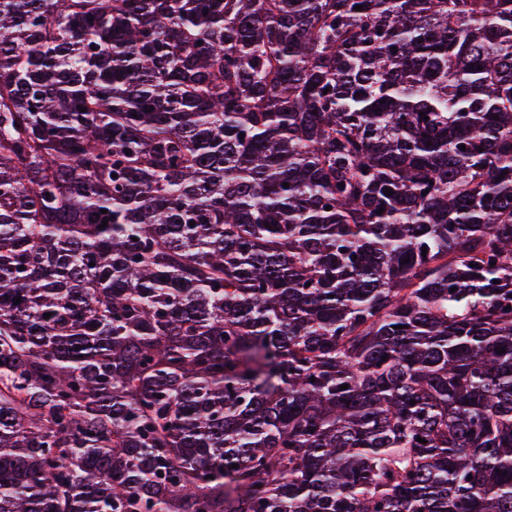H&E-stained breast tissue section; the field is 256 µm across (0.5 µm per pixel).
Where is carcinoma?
Here are the masks:
<instances>
[{"label":"carcinoma","instance_id":"carcinoma-1","mask_svg":"<svg viewBox=\"0 0 512 512\" xmlns=\"http://www.w3.org/2000/svg\"><path fill=\"white\" fill-rule=\"evenodd\" d=\"M0 512H512V0H0Z\"/></svg>","mask_w":512,"mask_h":512}]
</instances>
